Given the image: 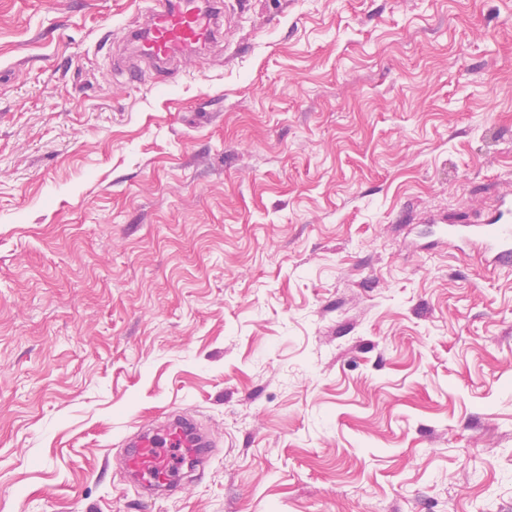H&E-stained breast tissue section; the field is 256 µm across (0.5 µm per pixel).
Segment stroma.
Instances as JSON below:
<instances>
[{
  "label": "stroma",
  "instance_id": "stroma-1",
  "mask_svg": "<svg viewBox=\"0 0 512 512\" xmlns=\"http://www.w3.org/2000/svg\"><path fill=\"white\" fill-rule=\"evenodd\" d=\"M224 3L130 83L147 0H0V512H512V266L436 234L512 192V0ZM209 443L210 437L197 428L190 412H171L159 428L141 429L132 442L134 449L124 458V466L150 493L157 489L175 491L180 483L166 448H184L186 456L198 459L201 448H208Z\"/></svg>",
  "mask_w": 512,
  "mask_h": 512
}]
</instances>
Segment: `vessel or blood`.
I'll return each mask as SVG.
<instances>
[{
    "instance_id": "b4317fda",
    "label": "vessel or blood",
    "mask_w": 512,
    "mask_h": 512,
    "mask_svg": "<svg viewBox=\"0 0 512 512\" xmlns=\"http://www.w3.org/2000/svg\"><path fill=\"white\" fill-rule=\"evenodd\" d=\"M223 34V0H151L126 32L135 55L124 60L123 66L131 79L144 63L167 75L182 59L222 41ZM448 237L484 249L492 263H512V193L502 198L497 221L454 224ZM209 443V436L197 428L190 412L175 411L159 428L141 429L124 466L147 491H173L179 482L170 465L169 449H184L186 456L195 458Z\"/></svg>"
}]
</instances>
